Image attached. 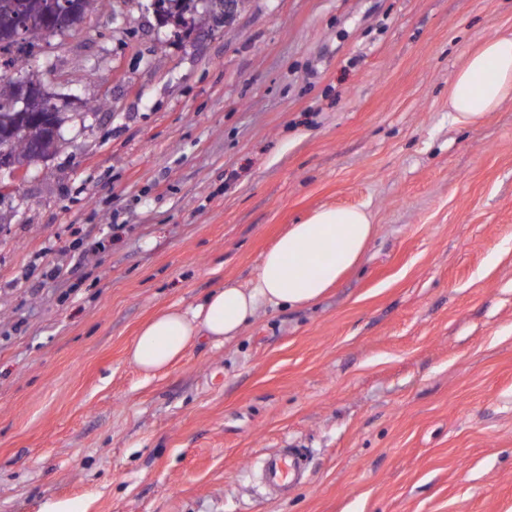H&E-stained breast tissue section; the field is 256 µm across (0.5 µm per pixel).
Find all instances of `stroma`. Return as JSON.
Masks as SVG:
<instances>
[{
	"label": "stroma",
	"instance_id": "stroma-1",
	"mask_svg": "<svg viewBox=\"0 0 512 512\" xmlns=\"http://www.w3.org/2000/svg\"><path fill=\"white\" fill-rule=\"evenodd\" d=\"M147 2L13 48L68 120L0 195V512H512V97L448 109L512 0H245L186 39ZM324 207L376 234L322 299L126 360ZM304 456L302 448H289L288 451L266 455L261 460L265 485L272 490L289 485Z\"/></svg>",
	"mask_w": 512,
	"mask_h": 512
}]
</instances>
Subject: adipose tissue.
Returning <instances> with one entry per match:
<instances>
[{
	"label": "adipose tissue",
	"instance_id": "obj_1",
	"mask_svg": "<svg viewBox=\"0 0 512 512\" xmlns=\"http://www.w3.org/2000/svg\"><path fill=\"white\" fill-rule=\"evenodd\" d=\"M512 95V33L485 39L471 51L448 92L453 119L480 121ZM374 237L369 215L357 208H324L291 227L265 253L249 287L225 282L197 304H174L148 321L128 350L147 373L164 370L207 339L235 340L260 308H300L319 300L359 261Z\"/></svg>",
	"mask_w": 512,
	"mask_h": 512
}]
</instances>
